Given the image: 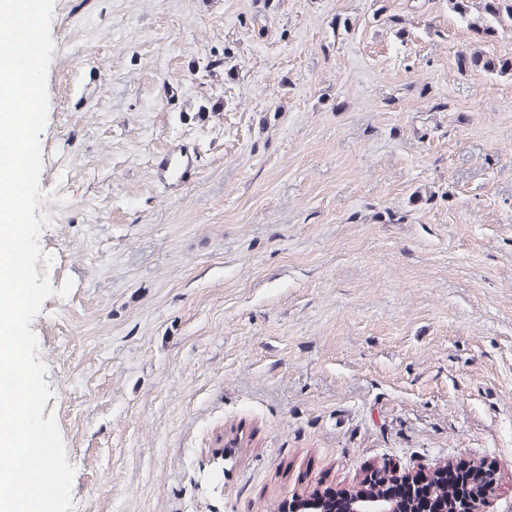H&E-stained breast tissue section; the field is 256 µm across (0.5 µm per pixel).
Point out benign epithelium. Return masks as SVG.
I'll return each mask as SVG.
<instances>
[{
  "label": "benign epithelium",
  "instance_id": "1",
  "mask_svg": "<svg viewBox=\"0 0 512 512\" xmlns=\"http://www.w3.org/2000/svg\"><path fill=\"white\" fill-rule=\"evenodd\" d=\"M480 473L481 494L453 487L450 477L460 467ZM416 469L398 470L387 465L364 470L353 487L340 491L326 487L309 495H297L279 512H487L497 481L487 463L446 461L432 467L426 479L414 478Z\"/></svg>",
  "mask_w": 512,
  "mask_h": 512
}]
</instances>
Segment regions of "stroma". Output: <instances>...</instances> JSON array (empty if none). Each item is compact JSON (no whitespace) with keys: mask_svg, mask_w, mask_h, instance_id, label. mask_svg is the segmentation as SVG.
Wrapping results in <instances>:
<instances>
[{"mask_svg":"<svg viewBox=\"0 0 512 512\" xmlns=\"http://www.w3.org/2000/svg\"><path fill=\"white\" fill-rule=\"evenodd\" d=\"M49 29L30 328L79 512H276L459 458L512 512V76L457 69L512 28L477 42L448 0H53ZM176 144L200 179L174 191ZM153 170L157 178L177 189L192 184L198 179L194 154L180 145L170 147L155 162Z\"/></svg>","mask_w":512,"mask_h":512,"instance_id":"obj_1","label":"stroma"}]
</instances>
